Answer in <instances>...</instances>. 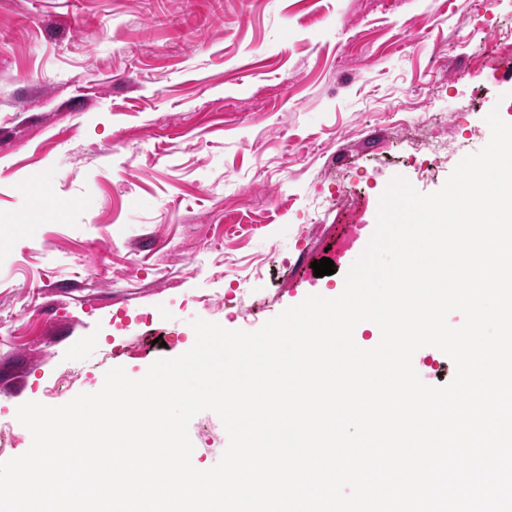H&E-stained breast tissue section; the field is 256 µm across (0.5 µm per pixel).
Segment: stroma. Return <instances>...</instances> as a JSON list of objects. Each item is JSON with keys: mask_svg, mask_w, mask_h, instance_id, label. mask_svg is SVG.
Returning a JSON list of instances; mask_svg holds the SVG:
<instances>
[{"mask_svg": "<svg viewBox=\"0 0 512 512\" xmlns=\"http://www.w3.org/2000/svg\"><path fill=\"white\" fill-rule=\"evenodd\" d=\"M458 4L0 0V462L25 402L342 292L395 176L437 191L512 123V56L482 69ZM189 436L202 470L228 444L211 411Z\"/></svg>", "mask_w": 512, "mask_h": 512, "instance_id": "obj_1", "label": "stroma"}]
</instances>
